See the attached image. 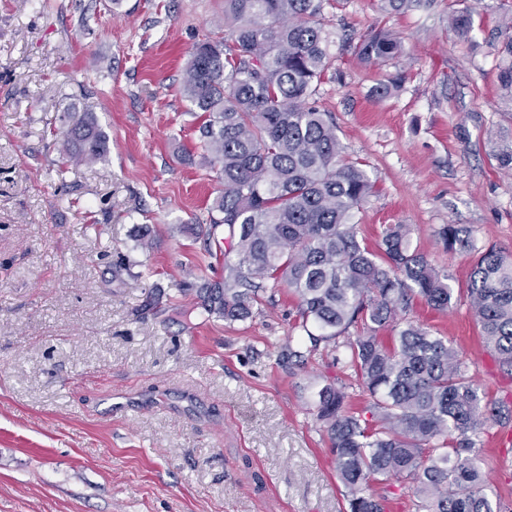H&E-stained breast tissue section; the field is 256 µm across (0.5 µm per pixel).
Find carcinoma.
<instances>
[{"label":"carcinoma","instance_id":"carcinoma-1","mask_svg":"<svg viewBox=\"0 0 512 512\" xmlns=\"http://www.w3.org/2000/svg\"><path fill=\"white\" fill-rule=\"evenodd\" d=\"M385 12L425 0H377ZM322 0H224L228 34L195 45L183 94L204 114L201 164L224 185L202 227L207 238L224 228L234 258L224 277L197 291L202 308L228 322L251 315V302L281 284L297 297L298 327L312 347L326 342L334 360L354 373L318 393L316 417L327 433L347 512H384L371 482L398 483L412 512H500L483 493L476 464L487 397L466 362L443 336L399 313L416 299L435 310L453 303L450 276L414 246L406 224L385 228L380 252L357 238L355 213L377 187L363 164L344 156L331 113L315 99L331 68ZM469 5L448 14V29L466 40ZM403 53L387 29L365 34L357 56L386 66ZM502 101L512 106V36L497 48ZM65 158L95 164L109 154V136L92 112L66 111ZM498 169L512 172V132L490 140ZM450 251H474L467 230L444 224ZM465 296L485 348L512 375V257L493 247L473 256ZM361 322L370 334L352 338ZM394 325L387 344L377 331ZM368 397L349 410L354 393Z\"/></svg>","mask_w":512,"mask_h":512}]
</instances>
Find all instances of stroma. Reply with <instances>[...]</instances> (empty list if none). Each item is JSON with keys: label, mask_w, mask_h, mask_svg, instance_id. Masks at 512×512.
Segmentation results:
<instances>
[{"label": "stroma", "mask_w": 512, "mask_h": 512, "mask_svg": "<svg viewBox=\"0 0 512 512\" xmlns=\"http://www.w3.org/2000/svg\"><path fill=\"white\" fill-rule=\"evenodd\" d=\"M476 4L469 42L448 12ZM512 0H433L388 14L323 0L333 65L317 86L346 155L377 192L357 212L378 246L406 224L454 288L476 249L512 255V175L488 142L512 127L494 49ZM224 0H0V512H343L345 488L316 419L319 390L349 372L310 351L287 287L252 317L208 314L195 291L224 253L195 232L221 184L201 166L199 113L182 93ZM375 28L405 52L378 68L353 46ZM402 74L390 95L376 85ZM94 113L106 161L63 164L62 112ZM406 320L448 338L489 399L512 376L484 349L466 298ZM488 494L512 512V420L482 434ZM438 234L448 251L459 250L470 254L474 252L467 230L459 224L442 225Z\"/></svg>", "instance_id": "obj_1"}]
</instances>
